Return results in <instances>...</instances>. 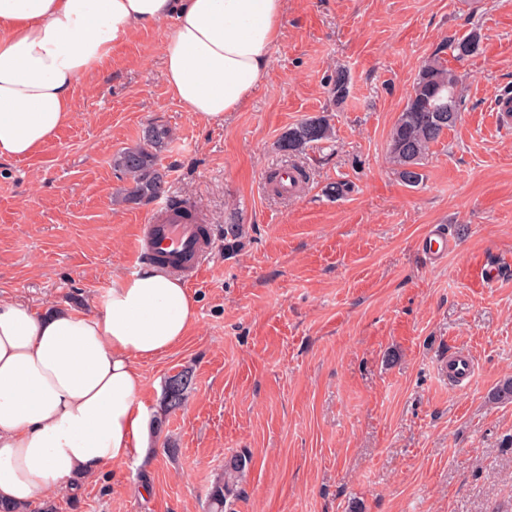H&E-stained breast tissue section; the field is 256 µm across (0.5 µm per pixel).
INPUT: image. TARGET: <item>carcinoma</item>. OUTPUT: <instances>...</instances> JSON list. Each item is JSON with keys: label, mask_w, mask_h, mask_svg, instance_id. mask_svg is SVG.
<instances>
[{"label": "carcinoma", "mask_w": 512, "mask_h": 512, "mask_svg": "<svg viewBox=\"0 0 512 512\" xmlns=\"http://www.w3.org/2000/svg\"><path fill=\"white\" fill-rule=\"evenodd\" d=\"M456 58L479 53L481 35L471 31L448 40ZM349 93V76L336 71L330 90L335 104L345 101ZM461 115L459 77L439 54L425 60L419 68L412 90L394 123L389 137L388 159L399 179L410 186L423 181L421 172L431 147L453 127ZM333 127L325 115L307 117L289 127L280 137L278 147L290 155L303 153L308 147L332 139ZM169 129L156 125L144 134V143L127 148L112 157L113 167L122 174L124 185L116 192V201L124 204L150 205L166 193V172L158 164V152L171 140ZM181 385L171 391L173 377L165 380L161 409L165 413L180 409L192 387V373L182 370ZM249 464L245 455H235L224 461L223 472L210 487L207 512H228L229 498L236 493V483ZM0 512H55L51 500L31 508L29 504L0 502Z\"/></svg>", "instance_id": "carcinoma-1"}]
</instances>
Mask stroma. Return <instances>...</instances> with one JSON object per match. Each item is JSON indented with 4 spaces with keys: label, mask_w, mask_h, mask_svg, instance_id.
Masks as SVG:
<instances>
[{
    "label": "stroma",
    "mask_w": 512,
    "mask_h": 512,
    "mask_svg": "<svg viewBox=\"0 0 512 512\" xmlns=\"http://www.w3.org/2000/svg\"><path fill=\"white\" fill-rule=\"evenodd\" d=\"M173 22L140 28L77 82L71 119L33 156L0 159V299L40 314L90 311L129 271L149 213L116 206L112 157L150 125L168 195L215 233L188 287L197 319L182 344L139 362L152 419L146 457L79 479L57 512H206L234 455L249 456L231 512H512V0H287L264 84L223 123L194 118L164 78ZM479 54L448 66L461 117L404 185L389 133L424 60L471 30ZM349 94L333 104L337 70ZM329 114L333 139L291 157L290 125ZM308 173L296 195L268 171ZM345 181L346 195L330 193ZM244 229L225 250V225ZM456 247L421 249L429 229ZM494 265L501 278L486 284ZM466 350V389L448 356ZM191 368L182 409L163 413L166 378ZM179 451L168 455L165 441Z\"/></svg>",
    "instance_id": "35a3bbf8"
}]
</instances>
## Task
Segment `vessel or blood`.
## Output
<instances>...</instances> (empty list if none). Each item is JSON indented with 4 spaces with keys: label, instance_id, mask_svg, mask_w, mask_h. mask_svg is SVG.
<instances>
[{
    "label": "vessel or blood",
    "instance_id": "vessel-or-blood-1",
    "mask_svg": "<svg viewBox=\"0 0 512 512\" xmlns=\"http://www.w3.org/2000/svg\"><path fill=\"white\" fill-rule=\"evenodd\" d=\"M213 248L208 225L188 221L160 202L138 227L135 263L156 261L188 279H196ZM422 248L434 260H442L453 244L442 233L429 231Z\"/></svg>",
    "mask_w": 512,
    "mask_h": 512
}]
</instances>
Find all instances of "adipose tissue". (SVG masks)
<instances>
[{
    "mask_svg": "<svg viewBox=\"0 0 512 512\" xmlns=\"http://www.w3.org/2000/svg\"><path fill=\"white\" fill-rule=\"evenodd\" d=\"M286 0H0V159L32 156L72 116L79 78L134 30L173 20L164 74L194 117L223 122L267 81ZM197 317L158 267L116 275L89 312L0 300V498L70 492L149 448L136 360L180 344Z\"/></svg>",
    "mask_w": 512,
    "mask_h": 512,
    "instance_id": "1",
    "label": "adipose tissue"
}]
</instances>
